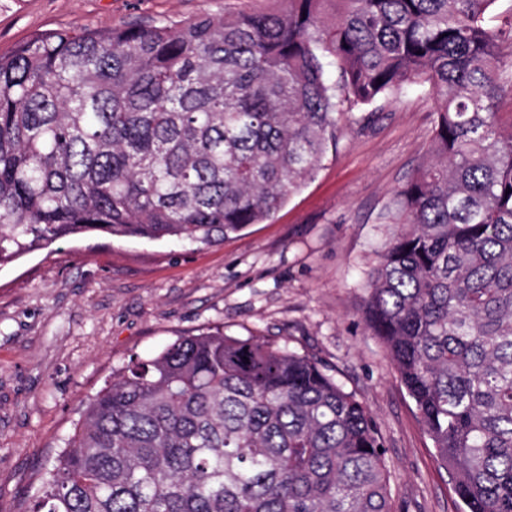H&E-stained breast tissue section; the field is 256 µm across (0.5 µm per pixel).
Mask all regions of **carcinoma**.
<instances>
[{"instance_id":"cac0c4a2","label":"carcinoma","mask_w":512,"mask_h":512,"mask_svg":"<svg viewBox=\"0 0 512 512\" xmlns=\"http://www.w3.org/2000/svg\"><path fill=\"white\" fill-rule=\"evenodd\" d=\"M495 0H282L0 56V267L90 234L213 245L279 211L340 120L407 85L426 160L366 272L463 512H512V15ZM383 438L318 361L216 327L90 400L27 512H396Z\"/></svg>"}]
</instances>
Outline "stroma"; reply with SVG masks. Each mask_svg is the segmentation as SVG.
I'll list each match as a JSON object with an SVG mask.
<instances>
[{"label":"stroma","instance_id":"obj_1","mask_svg":"<svg viewBox=\"0 0 512 512\" xmlns=\"http://www.w3.org/2000/svg\"><path fill=\"white\" fill-rule=\"evenodd\" d=\"M279 0H0V55L60 28L172 26ZM425 86L342 132L269 221L211 246L82 237L0 269V512H26L88 401L131 356L215 326L317 359L372 413L398 512L459 500L384 348L367 332L362 280L391 233L382 215L426 157Z\"/></svg>","mask_w":512,"mask_h":512}]
</instances>
